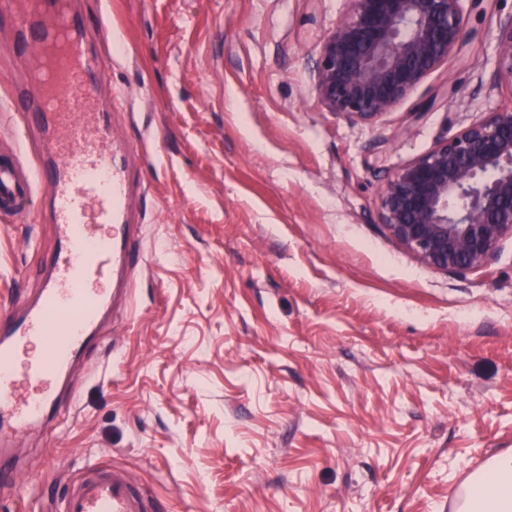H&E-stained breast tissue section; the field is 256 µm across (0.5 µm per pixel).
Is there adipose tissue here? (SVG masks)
Returning a JSON list of instances; mask_svg holds the SVG:
<instances>
[{
    "label": "adipose tissue",
    "mask_w": 512,
    "mask_h": 512,
    "mask_svg": "<svg viewBox=\"0 0 512 512\" xmlns=\"http://www.w3.org/2000/svg\"><path fill=\"white\" fill-rule=\"evenodd\" d=\"M460 512H512V458L498 456L473 474Z\"/></svg>",
    "instance_id": "ef3b65f1"
}]
</instances>
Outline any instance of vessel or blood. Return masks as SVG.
<instances>
[{
	"label": "vessel or blood",
	"mask_w": 512,
	"mask_h": 512,
	"mask_svg": "<svg viewBox=\"0 0 512 512\" xmlns=\"http://www.w3.org/2000/svg\"><path fill=\"white\" fill-rule=\"evenodd\" d=\"M0 17L16 32L13 49L34 56L38 91L15 85L9 117L14 141L0 148V217H21L46 195L53 205L57 247L34 300L0 311V488L17 490L13 446L22 433L47 427L57 405L56 383L79 382L74 365L114 299L113 283H128L139 227L131 201L142 187L129 171L138 148L119 147L113 114L103 102L105 60L94 40H109L105 18L75 21L57 0H26L18 11L0 0ZM42 135L30 162L23 134ZM109 228L100 235L98 226ZM53 512H149L128 474L100 466L70 481Z\"/></svg>",
	"instance_id": "b4317fda"
}]
</instances>
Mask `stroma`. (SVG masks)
I'll use <instances>...</instances> for the list:
<instances>
[{
	"mask_svg": "<svg viewBox=\"0 0 512 512\" xmlns=\"http://www.w3.org/2000/svg\"><path fill=\"white\" fill-rule=\"evenodd\" d=\"M106 11L105 91L147 189L130 310L107 313L76 400L14 450L47 512L71 477L127 470L153 512H456L512 455V238L477 270L434 269L377 214L389 175L512 102L486 86L499 18L477 0L461 51L391 112L352 123L312 89L345 0H75ZM0 22V109L31 67ZM39 202L0 221V307L40 287Z\"/></svg>",
	"mask_w": 512,
	"mask_h": 512,
	"instance_id": "35a3bbf8",
	"label": "stroma"
}]
</instances>
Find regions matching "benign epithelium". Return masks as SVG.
Listing matches in <instances>:
<instances>
[{
  "label": "benign epithelium",
  "instance_id": "1",
  "mask_svg": "<svg viewBox=\"0 0 512 512\" xmlns=\"http://www.w3.org/2000/svg\"><path fill=\"white\" fill-rule=\"evenodd\" d=\"M313 73L320 104L353 122L392 111L462 45L467 0H346ZM492 88L512 86V15L499 20ZM381 224L425 264L486 267L512 237V104L399 168L381 189Z\"/></svg>",
  "mask_w": 512,
  "mask_h": 512
}]
</instances>
